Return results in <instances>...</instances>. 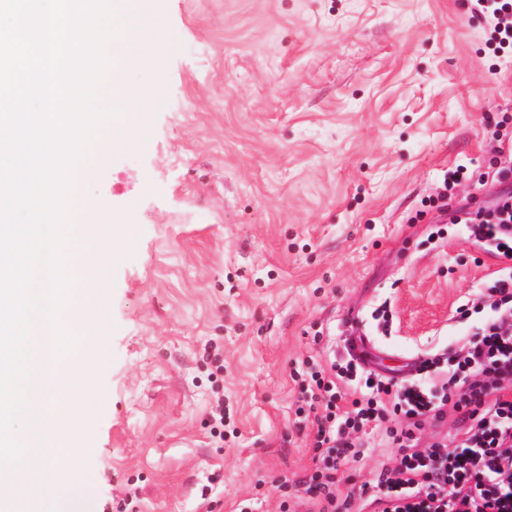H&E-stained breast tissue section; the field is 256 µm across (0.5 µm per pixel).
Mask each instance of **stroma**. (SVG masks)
Listing matches in <instances>:
<instances>
[{
    "instance_id": "stroma-1",
    "label": "stroma",
    "mask_w": 512,
    "mask_h": 512,
    "mask_svg": "<svg viewBox=\"0 0 512 512\" xmlns=\"http://www.w3.org/2000/svg\"><path fill=\"white\" fill-rule=\"evenodd\" d=\"M140 27L124 78L149 108L89 188L125 233L90 256L106 341L75 373L65 468L85 512H282L315 454L291 426L298 364L360 337L372 370L411 378L502 268L451 221L498 184L445 181L512 162V57L465 0H144ZM360 440L340 492L398 456Z\"/></svg>"
}]
</instances>
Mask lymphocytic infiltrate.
I'll return each instance as SVG.
<instances>
[{"label": "lymphocytic infiltrate", "instance_id": "lymphocytic-infiltrate-1", "mask_svg": "<svg viewBox=\"0 0 512 512\" xmlns=\"http://www.w3.org/2000/svg\"><path fill=\"white\" fill-rule=\"evenodd\" d=\"M468 237L508 265L458 306L456 322L484 320L456 348L429 355L426 377L398 381L351 360L331 372L308 370L293 426L315 433L314 472L306 488L320 512H354V498H372L379 512H512V191L466 218ZM453 414L452 440L418 448L413 434L426 420ZM384 428L401 445L357 497H336L339 464L362 455L353 435Z\"/></svg>", "mask_w": 512, "mask_h": 512}]
</instances>
